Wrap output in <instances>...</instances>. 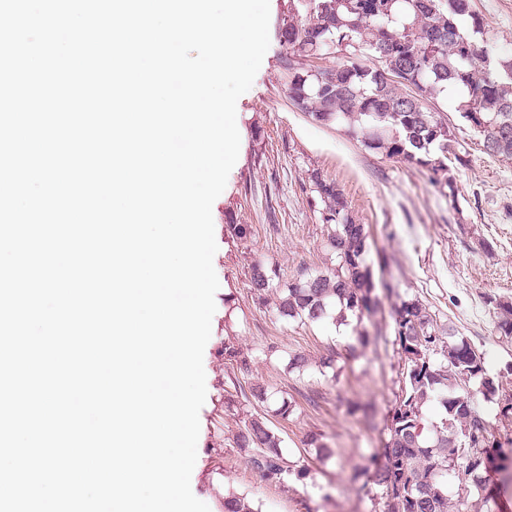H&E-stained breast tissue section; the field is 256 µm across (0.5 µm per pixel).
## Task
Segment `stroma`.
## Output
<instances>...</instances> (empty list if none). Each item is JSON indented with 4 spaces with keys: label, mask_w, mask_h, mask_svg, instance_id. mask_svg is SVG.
<instances>
[{
    "label": "stroma",
    "mask_w": 512,
    "mask_h": 512,
    "mask_svg": "<svg viewBox=\"0 0 512 512\" xmlns=\"http://www.w3.org/2000/svg\"><path fill=\"white\" fill-rule=\"evenodd\" d=\"M289 4L270 0V46L252 87L236 105L239 159L212 207L219 289L204 350L207 396L199 413L191 490L210 512H219L222 497L230 492L246 495L260 512H374L358 472L379 448L380 431L346 409L352 401L369 402L378 417H385L400 386L396 344L343 362L337 384L324 382L314 368L303 380H295L285 370L290 351L316 357L327 345H343L347 339L331 325L306 327L276 320L272 302L252 299L244 268L248 261L261 260L276 265L287 278L303 267L327 266L324 226L303 190L308 170L320 169L344 190L357 221L370 225L377 248L390 258L387 273L400 291L419 296L438 320L470 337L485 353L488 373L497 374L512 364V343L495 335L481 296L491 291L512 296V161L487 155L480 134L457 112L455 98L439 95L436 105L455 128L451 149L465 160L454 171L455 197H446L418 168L367 150L339 126L321 125L296 110L283 67L287 51L278 37ZM473 5L498 55L511 57L512 0H473ZM254 127L263 134L258 146L250 135ZM258 147L264 152L260 160L254 155ZM230 217L251 225L247 243L227 237L224 225ZM483 239L493 243V254L482 252ZM229 293L235 294L237 308L228 330L222 305ZM229 335L250 362V379L293 396L308 385L324 390L320 408L298 403L281 424L287 459H305L311 469L306 483L264 481L236 448L243 414L224 408L232 373L224 362ZM271 343L278 351L268 357L264 350ZM314 432L324 434L335 452L327 463L304 452Z\"/></svg>",
    "instance_id": "35a3bbf8"
}]
</instances>
